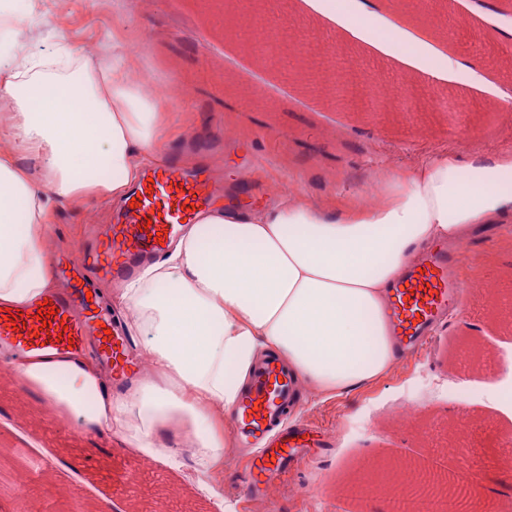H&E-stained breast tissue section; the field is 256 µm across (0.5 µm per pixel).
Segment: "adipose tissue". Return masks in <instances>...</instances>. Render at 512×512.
Segmentation results:
<instances>
[{
	"instance_id": "1",
	"label": "adipose tissue",
	"mask_w": 512,
	"mask_h": 512,
	"mask_svg": "<svg viewBox=\"0 0 512 512\" xmlns=\"http://www.w3.org/2000/svg\"><path fill=\"white\" fill-rule=\"evenodd\" d=\"M391 0H319L346 28ZM25 13L0 9V306L54 288L50 224L61 200L126 199L142 168L182 134V87L143 52L132 26L113 28L108 61L58 34L50 54L24 52ZM371 40L439 79L473 83L476 64L431 52L432 33L408 13ZM512 222V151H452L373 172L362 196L340 203L302 194L252 209L199 212L166 255L115 301L149 363L127 394L112 395L88 357L31 352L6 364L62 421L153 448L160 434L197 448L214 476L237 453L227 423L271 350L318 397L373 383L395 361L388 292L424 246L481 224Z\"/></svg>"
}]
</instances>
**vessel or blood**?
<instances>
[{
  "instance_id": "vessel-or-blood-1",
  "label": "vessel or blood",
  "mask_w": 512,
  "mask_h": 512,
  "mask_svg": "<svg viewBox=\"0 0 512 512\" xmlns=\"http://www.w3.org/2000/svg\"><path fill=\"white\" fill-rule=\"evenodd\" d=\"M214 194L205 169L188 172L171 160L147 170L131 192L133 202L125 207L124 223L94 228L80 258H61L59 273L70 283L68 294H47L22 305L0 307V345L17 352L66 354L81 349L86 337L92 336L99 356L112 365L113 383L125 385L134 373L128 339L115 331L111 316L98 300H87L86 294L94 281L132 278L146 261L163 252L165 243L194 222L198 209ZM460 263V252L437 244L427 248L417 267L394 286L390 317L399 345L412 344L427 334L456 302L462 293L461 282L452 271ZM43 307L51 315L42 321L38 311ZM296 394V380L276 357H267L254 370L232 424L239 436L260 441L270 434L276 445L246 469L243 483L248 495L267 491L297 453L298 432L282 425Z\"/></svg>"
}]
</instances>
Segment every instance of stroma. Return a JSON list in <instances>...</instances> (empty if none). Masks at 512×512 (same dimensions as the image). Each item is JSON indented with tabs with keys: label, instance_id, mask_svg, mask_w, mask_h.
Returning a JSON list of instances; mask_svg holds the SVG:
<instances>
[{
	"label": "stroma",
	"instance_id": "35a3bbf8",
	"mask_svg": "<svg viewBox=\"0 0 512 512\" xmlns=\"http://www.w3.org/2000/svg\"><path fill=\"white\" fill-rule=\"evenodd\" d=\"M483 0H416V11L443 40L474 60L489 82L512 83V46H505L482 18ZM25 38L30 51L51 49L56 29L95 47L119 17L102 13L95 0H51L35 9ZM224 0H141L135 25L143 34L165 29L147 52L172 70L186 92L182 112L194 123L192 137L171 140L166 151L183 166L205 164L226 183L258 160L267 170L239 196L242 207L276 199L283 185L310 198L345 199L360 194L373 170L403 167L424 150L456 137L463 149L495 153L502 132H512L511 112H486L485 92L445 82L422 83L417 99L392 112L329 108L318 88L304 89L287 70L264 68L226 37ZM269 27H287L324 61L343 47L350 69L379 68L398 83L407 70L371 50L301 0H267ZM270 90L264 102L243 101L244 90ZM117 209L95 202L58 206L50 231L59 248L84 244L92 224H111ZM512 224H492L461 242L460 275L469 280L457 313L440 328L432 347L374 384L338 398L300 392L292 416L307 424L304 448L263 507L242 491L246 453L226 461L214 492L202 490L195 459L166 458L143 466V457L120 437H107L78 421L59 422L44 400L0 370V500L10 512H394L402 485L394 462L477 485L475 512H512V472L503 461L512 436V409L496 404L500 350H512V309L492 297L512 296ZM467 381L468 393L455 386ZM462 450L445 456L448 444Z\"/></svg>",
	"mask_w": 512,
	"mask_h": 512
}]
</instances>
